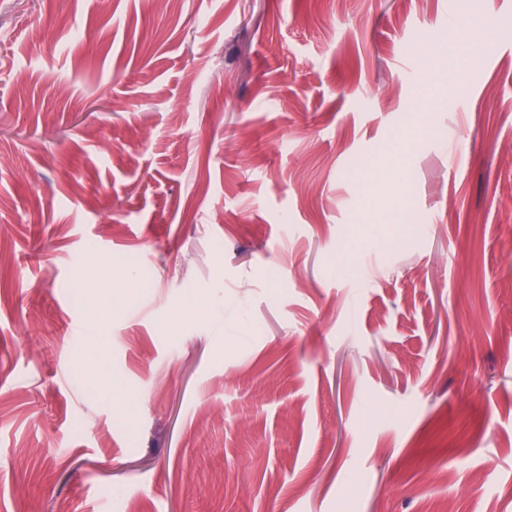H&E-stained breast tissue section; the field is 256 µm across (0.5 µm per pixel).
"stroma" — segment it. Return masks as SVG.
Here are the masks:
<instances>
[{
    "mask_svg": "<svg viewBox=\"0 0 512 512\" xmlns=\"http://www.w3.org/2000/svg\"><path fill=\"white\" fill-rule=\"evenodd\" d=\"M470 22L0 9V512H512V0Z\"/></svg>",
    "mask_w": 512,
    "mask_h": 512,
    "instance_id": "35a3bbf8",
    "label": "stroma"
}]
</instances>
